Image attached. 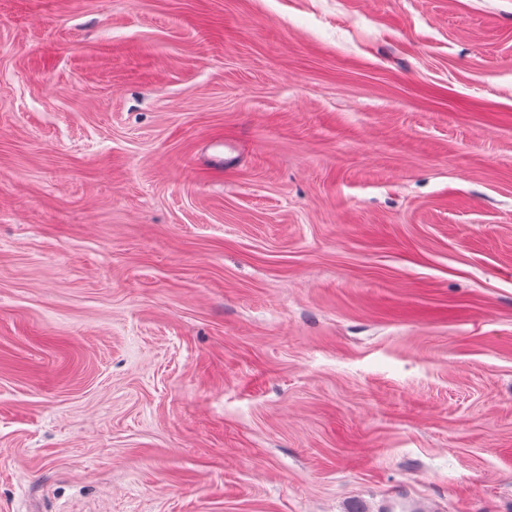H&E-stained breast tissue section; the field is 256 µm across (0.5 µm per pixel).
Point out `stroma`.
Masks as SVG:
<instances>
[{
  "label": "stroma",
  "mask_w": 512,
  "mask_h": 512,
  "mask_svg": "<svg viewBox=\"0 0 512 512\" xmlns=\"http://www.w3.org/2000/svg\"><path fill=\"white\" fill-rule=\"evenodd\" d=\"M512 512V0H0V512Z\"/></svg>",
  "instance_id": "1"
}]
</instances>
